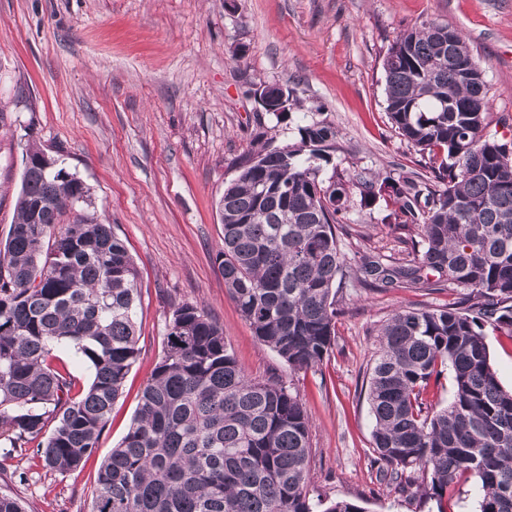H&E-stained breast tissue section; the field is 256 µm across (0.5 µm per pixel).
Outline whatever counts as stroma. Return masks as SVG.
Segmentation results:
<instances>
[{"mask_svg": "<svg viewBox=\"0 0 512 512\" xmlns=\"http://www.w3.org/2000/svg\"><path fill=\"white\" fill-rule=\"evenodd\" d=\"M424 21L463 33L491 112L506 119L496 131L512 136V0H0V241L16 217L27 148L62 154L90 186L99 222L125 241L141 298L140 355L93 458L61 475L23 454L0 463L1 490L28 512H90L98 466L128 431L169 316L188 302L223 327L251 377L282 378L298 394L312 423L313 498L428 512L378 479L369 369L394 310L440 307L463 288H345L330 355L293 373L242 319L216 263L225 185L260 143L294 144L308 120L338 133L323 183L364 169L423 172L385 111L382 62L400 32ZM268 83L302 104L286 121L257 102ZM349 222L364 236L342 247L351 272L365 254L398 253L408 236L382 200L352 209Z\"/></svg>", "mask_w": 512, "mask_h": 512, "instance_id": "1", "label": "stroma"}]
</instances>
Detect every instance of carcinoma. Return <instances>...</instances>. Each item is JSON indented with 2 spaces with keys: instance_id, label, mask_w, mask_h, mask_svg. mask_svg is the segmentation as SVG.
I'll return each instance as SVG.
<instances>
[{
  "instance_id": "carcinoma-1",
  "label": "carcinoma",
  "mask_w": 512,
  "mask_h": 512,
  "mask_svg": "<svg viewBox=\"0 0 512 512\" xmlns=\"http://www.w3.org/2000/svg\"><path fill=\"white\" fill-rule=\"evenodd\" d=\"M385 111L398 136L428 157L431 176L360 172L323 186L337 132L321 121L299 143L263 144L243 160L219 201L224 288L254 335L296 372L334 345L348 271L338 222L388 197L397 224L414 227L399 258L364 257L362 288L467 289L433 309L400 308L378 330L367 399L376 460L400 486L422 474L437 512L465 475L478 512H512V389L499 382L486 331L512 336V137L493 122L485 71L456 28L425 21L388 49ZM24 169L17 217L0 247V458L19 448L50 471L92 457L112 404L139 355L138 270L91 188L64 161ZM359 198H354V195ZM72 349L89 386L53 357ZM451 372L447 406L426 400ZM311 422L278 378H250L205 308L171 313L160 361L133 424L100 463L91 512H365L346 499L309 497ZM0 512H27L0 492Z\"/></svg>"
}]
</instances>
